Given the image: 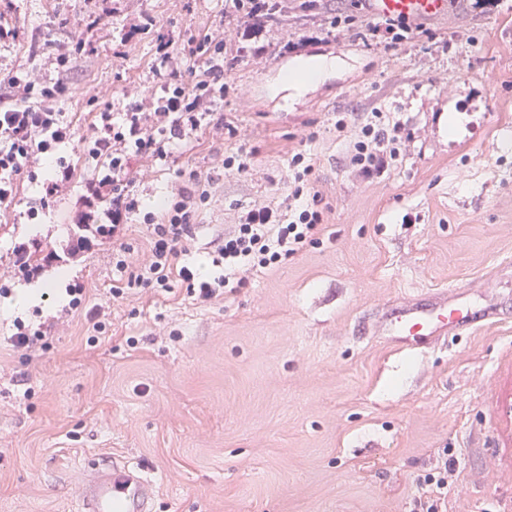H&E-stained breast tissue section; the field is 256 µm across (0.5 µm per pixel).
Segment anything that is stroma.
Returning a JSON list of instances; mask_svg holds the SVG:
<instances>
[{
  "label": "stroma",
  "instance_id": "stroma-1",
  "mask_svg": "<svg viewBox=\"0 0 512 512\" xmlns=\"http://www.w3.org/2000/svg\"><path fill=\"white\" fill-rule=\"evenodd\" d=\"M278 2L260 40L225 58L213 113L236 135L187 133L146 179L131 160L140 209L124 240L142 255L146 215L206 191L181 261L223 275L218 247L242 215L294 206L288 163L301 152L327 208L317 243L211 301L177 281L113 296L111 237L80 249L71 235L99 163L63 147L77 176L40 223L28 212L41 184L0 209V275L34 239L53 254L39 281L60 279L23 307L30 280L0 292V512H75L93 470L115 461L148 470L153 512H412L442 470L447 512H512L498 413L512 388V0H455L393 47L369 38L374 21L352 0ZM224 5L0 0V24L19 33L0 43V72L66 82L52 106L86 138L100 107L127 111L129 83L164 95L159 34L181 54L199 31L223 37ZM347 15L344 35L332 21ZM315 57L341 65L302 95L275 94ZM371 112L399 121L402 143L366 176L350 155ZM233 154L243 169L225 168ZM448 289L497 318L411 351L374 335L396 300ZM20 323L44 332L35 360L13 345Z\"/></svg>",
  "mask_w": 512,
  "mask_h": 512
}]
</instances>
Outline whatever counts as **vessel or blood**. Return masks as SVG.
Masks as SVG:
<instances>
[{
    "instance_id": "obj_1",
    "label": "vessel or blood",
    "mask_w": 512,
    "mask_h": 512,
    "mask_svg": "<svg viewBox=\"0 0 512 512\" xmlns=\"http://www.w3.org/2000/svg\"><path fill=\"white\" fill-rule=\"evenodd\" d=\"M368 18L403 17L418 24L448 15L449 0H362ZM492 308L475 312L448 302L418 304L406 301L380 323L382 334L402 348L426 346L456 336L477 322L491 321ZM153 486L129 464L115 463L98 471L86 484L77 512H152Z\"/></svg>"
}]
</instances>
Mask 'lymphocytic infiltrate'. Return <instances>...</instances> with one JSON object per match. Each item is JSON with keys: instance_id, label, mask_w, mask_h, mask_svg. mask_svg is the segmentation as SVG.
<instances>
[{"instance_id": "1", "label": "lymphocytic infiltrate", "mask_w": 512, "mask_h": 512, "mask_svg": "<svg viewBox=\"0 0 512 512\" xmlns=\"http://www.w3.org/2000/svg\"><path fill=\"white\" fill-rule=\"evenodd\" d=\"M227 14L237 25L224 28V42L234 45L260 38L269 15L259 0H228ZM212 39L198 35L189 41V54L199 66L190 84H174L166 96L150 105L134 103L121 120L111 112L97 113L92 137L82 140L83 154L104 159L99 177L87 185L82 199L80 223H110L113 237H120L127 213L138 201L123 186L132 157L146 156L165 161L173 156L172 142L185 128L200 127L209 116L217 96L224 93V67L211 55ZM0 205H8L25 181L34 179L40 161L54 159L55 175L44 186L46 198L66 191L75 176L74 167L57 157V149L74 138V128L51 106L67 86L63 81L43 85L17 73L0 75ZM400 123H387L383 114L372 113L360 127L350 156L352 166L369 175L387 159L400 154ZM288 168L293 198L310 194V203L280 213L263 206L247 212L235 229L224 236L219 254L224 274L217 280L196 281L194 273L180 263L184 242L191 236V220L198 207L192 193H179L159 217L149 224L148 249L142 260L128 258V247H120L112 278L113 296L132 288H168L171 277H179L189 293L210 300L225 289L245 286L247 272L254 267L273 268L316 242L325 221L322 195L312 178L314 167L303 153L292 155Z\"/></svg>"}]
</instances>
